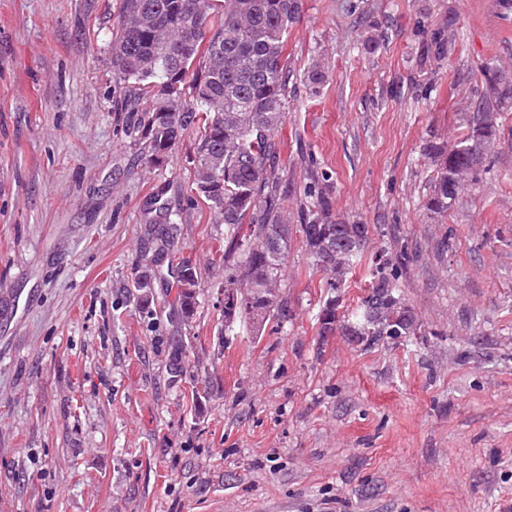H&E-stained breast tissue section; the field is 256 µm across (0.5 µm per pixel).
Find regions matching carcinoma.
<instances>
[{
	"label": "carcinoma",
	"instance_id": "cac0c4a2",
	"mask_svg": "<svg viewBox=\"0 0 512 512\" xmlns=\"http://www.w3.org/2000/svg\"><path fill=\"white\" fill-rule=\"evenodd\" d=\"M300 0H121L118 32L111 41L112 80L131 88L133 111L141 115L132 133L148 143L145 164L157 168L189 131L196 142L193 178L186 205L204 206L224 224V285L238 289L245 305L224 316V331L249 323L262 331L281 326L287 302L265 299L260 288L281 291L283 271L294 237L313 267L326 278L330 297L319 314V335L340 333L368 344L383 336H416L421 324L396 295L402 263L380 256L368 263L369 287L356 312L340 318V292L365 256L369 225L349 224L330 215V201L313 181L315 198L304 223L283 216L288 197L279 176L274 136L285 118L288 99V33L300 15ZM422 56L441 60L451 38L428 29ZM481 76L489 90L469 132L448 147L429 143L427 155L437 167L426 208L448 212L456 186H465L485 168L500 139L499 112L512 108V71L486 65ZM146 223L161 238L176 231L174 210L154 195ZM145 265L135 280L147 302L155 271ZM182 321L194 316L200 277L193 263L171 266Z\"/></svg>",
	"mask_w": 512,
	"mask_h": 512
}]
</instances>
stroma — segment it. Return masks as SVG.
I'll use <instances>...</instances> for the list:
<instances>
[{"mask_svg": "<svg viewBox=\"0 0 512 512\" xmlns=\"http://www.w3.org/2000/svg\"><path fill=\"white\" fill-rule=\"evenodd\" d=\"M120 3L0 0V512H512V108L447 215L423 151L465 136L482 66L512 71V26L488 0H301L288 221L324 173L367 255L411 256L396 293L420 333L367 346L320 335L325 280L297 244L286 320L225 334L224 226L182 206L195 137L148 167L117 109ZM424 22L453 36L445 59H420ZM159 192L201 277L186 325L169 275L150 303L134 288Z\"/></svg>", "mask_w": 512, "mask_h": 512, "instance_id": "obj_1", "label": "stroma"}]
</instances>
